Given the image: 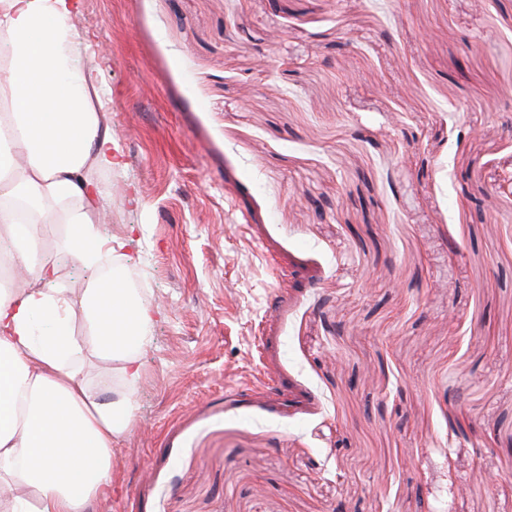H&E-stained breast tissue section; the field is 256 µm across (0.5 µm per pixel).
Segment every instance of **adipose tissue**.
<instances>
[{
	"label": "adipose tissue",
	"mask_w": 512,
	"mask_h": 512,
	"mask_svg": "<svg viewBox=\"0 0 512 512\" xmlns=\"http://www.w3.org/2000/svg\"><path fill=\"white\" fill-rule=\"evenodd\" d=\"M81 9L82 0H0V250L34 282L0 291V512H88L111 491L112 447L134 399L102 397L78 362L93 352L135 385L153 321L141 293L97 271L124 243L92 219L104 192L90 173L120 155L65 24ZM44 224L67 227L51 254ZM63 253L96 271L79 296L57 285Z\"/></svg>",
	"instance_id": "1"
}]
</instances>
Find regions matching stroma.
<instances>
[{
    "mask_svg": "<svg viewBox=\"0 0 512 512\" xmlns=\"http://www.w3.org/2000/svg\"><path fill=\"white\" fill-rule=\"evenodd\" d=\"M154 321L90 512H512V0H83Z\"/></svg>",
    "mask_w": 512,
    "mask_h": 512,
    "instance_id": "stroma-1",
    "label": "stroma"
}]
</instances>
